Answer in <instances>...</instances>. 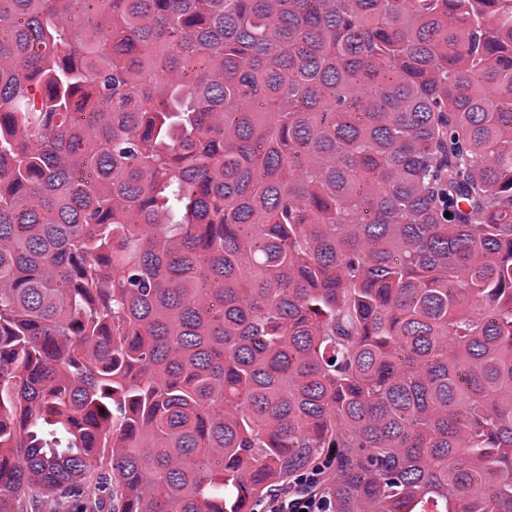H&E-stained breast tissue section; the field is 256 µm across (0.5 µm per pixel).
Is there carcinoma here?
Returning <instances> with one entry per match:
<instances>
[{
	"instance_id": "cac0c4a2",
	"label": "carcinoma",
	"mask_w": 512,
	"mask_h": 512,
	"mask_svg": "<svg viewBox=\"0 0 512 512\" xmlns=\"http://www.w3.org/2000/svg\"><path fill=\"white\" fill-rule=\"evenodd\" d=\"M310 471L512 512V4L0 0V512Z\"/></svg>"
}]
</instances>
